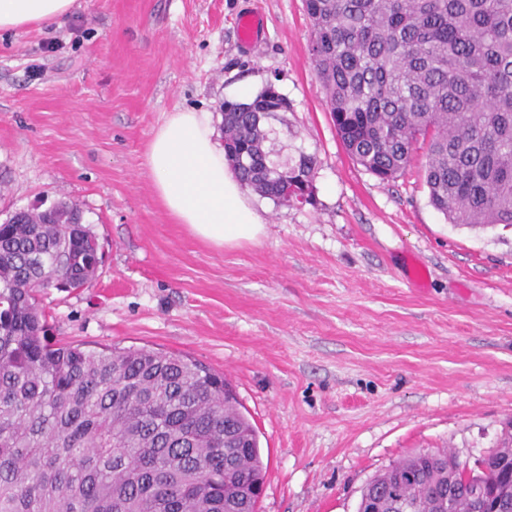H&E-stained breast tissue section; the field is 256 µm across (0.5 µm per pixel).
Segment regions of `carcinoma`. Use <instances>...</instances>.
<instances>
[{"instance_id": "cac0c4a2", "label": "carcinoma", "mask_w": 512, "mask_h": 512, "mask_svg": "<svg viewBox=\"0 0 512 512\" xmlns=\"http://www.w3.org/2000/svg\"><path fill=\"white\" fill-rule=\"evenodd\" d=\"M309 52L342 144L383 181L426 145L432 206L452 224L512 226V0H303ZM289 109L272 86L221 105L240 181L279 199L265 122ZM60 200L0 223V512H224V481L261 483L258 433L224 377L148 347L85 349L47 334L37 295L89 284L96 237ZM451 453L377 475L391 512H473L512 483V446L450 478Z\"/></svg>"}]
</instances>
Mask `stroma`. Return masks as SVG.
<instances>
[{
	"mask_svg": "<svg viewBox=\"0 0 512 512\" xmlns=\"http://www.w3.org/2000/svg\"><path fill=\"white\" fill-rule=\"evenodd\" d=\"M266 25L243 46L238 18ZM302 0H76L0 32V208L79 203L95 279L40 301L54 341L150 347L223 372L268 462L259 512H357L365 485L419 451L471 460L512 432V227L450 224L426 153L383 182L336 135ZM280 160L314 156L313 199L243 193L259 241L217 247L174 223L145 168L169 112L267 85ZM426 273L414 286L408 259Z\"/></svg>",
	"mask_w": 512,
	"mask_h": 512,
	"instance_id": "1",
	"label": "stroma"
}]
</instances>
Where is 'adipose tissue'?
<instances>
[{"label":"adipose tissue","mask_w":512,"mask_h":512,"mask_svg":"<svg viewBox=\"0 0 512 512\" xmlns=\"http://www.w3.org/2000/svg\"><path fill=\"white\" fill-rule=\"evenodd\" d=\"M75 0H0V31L70 13ZM145 166L173 221L217 247L253 242L264 220L243 195L208 113L178 109L153 132Z\"/></svg>","instance_id":"ef3b65f1"}]
</instances>
